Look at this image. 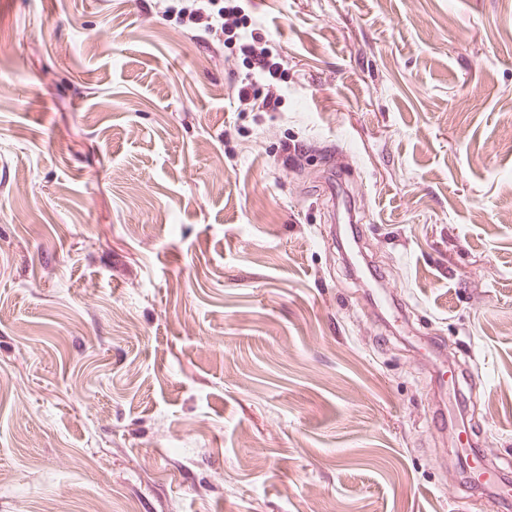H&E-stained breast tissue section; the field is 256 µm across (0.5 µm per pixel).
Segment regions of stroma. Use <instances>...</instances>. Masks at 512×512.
<instances>
[{
    "label": "stroma",
    "mask_w": 512,
    "mask_h": 512,
    "mask_svg": "<svg viewBox=\"0 0 512 512\" xmlns=\"http://www.w3.org/2000/svg\"><path fill=\"white\" fill-rule=\"evenodd\" d=\"M185 4L0 0V512H512V0ZM190 6L185 10L188 22L203 27L204 31L212 35L210 48L216 53L224 52V45L228 40L232 42L231 33L233 26L237 25V15L242 11V7L235 2L238 0H225L224 5L219 6L223 1L220 0H189ZM239 52L244 56V60L249 62L252 75L248 78L240 80L237 87V100L240 106H255L253 103L256 98L254 96V87L256 77L265 80L263 97L258 108L263 112L280 111L283 102L282 88L276 75L280 69V63L274 61L271 50L266 46L256 44L254 38L252 41L240 40ZM253 103V104H252Z\"/></svg>",
    "instance_id": "35a3bbf8"
}]
</instances>
